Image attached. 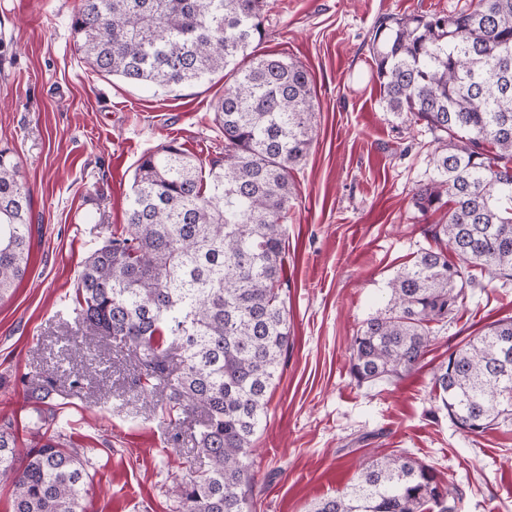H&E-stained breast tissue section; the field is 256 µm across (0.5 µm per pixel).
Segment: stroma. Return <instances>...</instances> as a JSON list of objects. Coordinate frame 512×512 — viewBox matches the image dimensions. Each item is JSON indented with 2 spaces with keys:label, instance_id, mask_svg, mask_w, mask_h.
<instances>
[{
  "label": "stroma",
  "instance_id": "35a3bbf8",
  "mask_svg": "<svg viewBox=\"0 0 512 512\" xmlns=\"http://www.w3.org/2000/svg\"><path fill=\"white\" fill-rule=\"evenodd\" d=\"M469 0H265L262 53L292 59L312 79L317 132L291 172L283 291L291 346L254 443L256 512H309L377 454L399 453L452 477L461 512H512V426L466 437L431 389L432 367L485 325L512 317V282L469 290L424 364L375 385L349 374L348 348L384 309L385 286L432 246L437 222L414 206L435 174L430 132L386 112L370 37L378 19L453 13ZM79 0H0V148H9L32 199L29 271L0 297V422L21 447L37 408L58 410L70 446L85 449V512H178L176 481L205 468L198 415L161 417L164 393H139L135 359L73 314L85 258L125 221L143 154L176 141L208 160L224 150L216 78L168 93L95 73L77 50ZM85 372L81 387L72 374Z\"/></svg>",
  "mask_w": 512,
  "mask_h": 512
}]
</instances>
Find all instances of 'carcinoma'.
Returning a JSON list of instances; mask_svg holds the SVG:
<instances>
[{
	"mask_svg": "<svg viewBox=\"0 0 512 512\" xmlns=\"http://www.w3.org/2000/svg\"><path fill=\"white\" fill-rule=\"evenodd\" d=\"M263 3L80 0L71 19L98 73L168 90L232 79L214 108L224 155L197 163L168 143L142 156L126 224L84 260L73 308L85 332L133 353V383L165 393L169 425L202 409L196 451L207 468L174 487L179 512H252L251 448L290 346L281 221L291 170L315 136V103L302 65L257 52ZM371 40L386 110L439 143L414 206L444 214L431 229L436 247L389 279L386 307L353 337L349 373L360 384L414 371L479 278L512 280V0L384 16ZM30 201L1 148L0 297L28 269ZM432 384L463 434L512 424V317L448 350ZM37 413L39 441L23 455L12 424L0 425V483L10 484L13 512H85V450L43 432L56 410ZM462 500L436 469L392 453L311 512H459Z\"/></svg>",
	"mask_w": 512,
	"mask_h": 512,
	"instance_id": "carcinoma-1",
	"label": "carcinoma"
}]
</instances>
